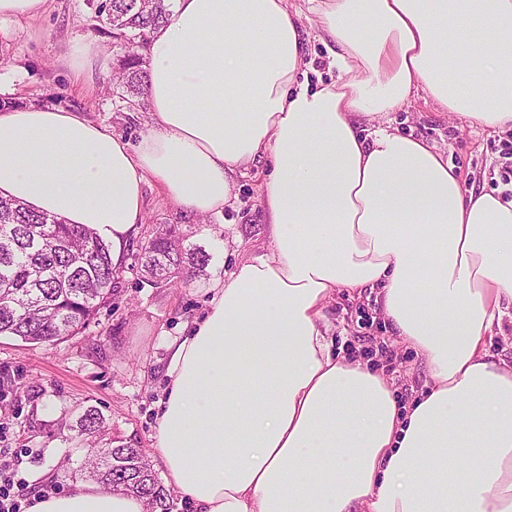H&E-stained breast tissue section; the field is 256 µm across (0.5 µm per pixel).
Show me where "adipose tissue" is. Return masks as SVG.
I'll return each mask as SVG.
<instances>
[{"mask_svg": "<svg viewBox=\"0 0 512 512\" xmlns=\"http://www.w3.org/2000/svg\"><path fill=\"white\" fill-rule=\"evenodd\" d=\"M147 46L138 144L76 111L0 110V196L95 229L113 266L161 182L221 211L265 161L271 251L217 280L154 404L168 491L193 512H512V198L465 190L427 142L385 126L417 92L512 129V0H314L334 82L310 87L288 0H171ZM377 290L428 380L408 404L331 350L337 292ZM34 512H147L82 481Z\"/></svg>", "mask_w": 512, "mask_h": 512, "instance_id": "obj_1", "label": "adipose tissue"}]
</instances>
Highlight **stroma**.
Masks as SVG:
<instances>
[{"mask_svg": "<svg viewBox=\"0 0 512 512\" xmlns=\"http://www.w3.org/2000/svg\"><path fill=\"white\" fill-rule=\"evenodd\" d=\"M302 35L310 79L335 80L317 19L303 10ZM94 40L107 55L106 67L75 79L67 64L74 41ZM124 47L94 26L87 0H48L34 19L0 20V97L21 104L55 97L58 106L82 112L113 135L138 142L150 115L132 112L112 94V73ZM401 133L435 145L458 169L465 188L502 185L504 152L512 131L469 125L461 116L436 109L425 94L411 96L405 110L387 114ZM263 165L236 174L222 212L189 216L166 196L155 179L142 188L143 217L127 245L125 268L110 306L102 308L80 334L57 343L30 345L0 336V376L12 388L0 390V448L17 452L13 464L30 487L56 495L84 479L88 449L99 451L121 441L152 446L154 403L164 385L169 345L185 336L202 315L217 277L226 276L241 257L269 253L262 206ZM175 225L185 244L207 256L203 274L157 287L141 272L139 253L156 225ZM325 314L331 334L345 352L372 350L369 365L392 380L401 397L422 390L426 374L412 350L396 343L372 298L337 294ZM103 424L94 436L79 434L87 410Z\"/></svg>", "mask_w": 512, "mask_h": 512, "instance_id": "1", "label": "stroma"}]
</instances>
